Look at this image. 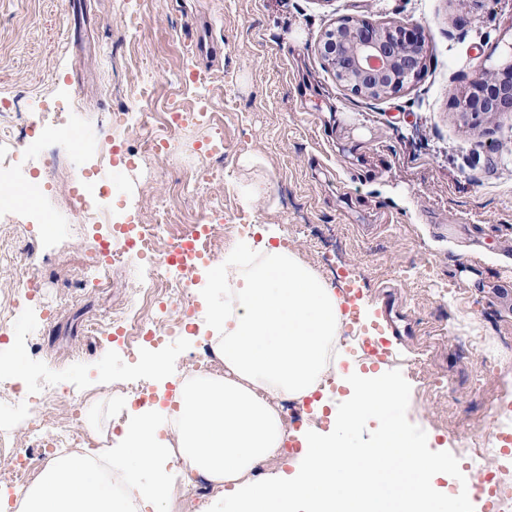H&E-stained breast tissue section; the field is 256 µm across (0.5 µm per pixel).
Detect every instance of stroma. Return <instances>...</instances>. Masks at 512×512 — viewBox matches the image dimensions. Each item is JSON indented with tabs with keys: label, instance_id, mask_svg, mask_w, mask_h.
<instances>
[{
	"label": "stroma",
	"instance_id": "1",
	"mask_svg": "<svg viewBox=\"0 0 512 512\" xmlns=\"http://www.w3.org/2000/svg\"><path fill=\"white\" fill-rule=\"evenodd\" d=\"M139 16L128 28L127 9ZM394 20L423 27L425 68L391 99L355 95L337 83L317 51L338 18ZM512 59V0H0V100L16 134L41 141L52 164L29 170L39 202L15 205L0 234L41 256L42 292L12 315L23 344L0 345L17 385L0 397V428L20 447L28 398L44 380L66 388L51 420L93 406L104 436L127 414L121 391L137 359L90 324L129 311L148 281L141 265L104 267L109 286L81 287L98 238L115 226L149 223L169 198L183 223L223 203L224 221L243 230L227 249L271 233V245L299 255L335 291L357 285L365 321L390 311L389 356L373 365L343 327L345 366L377 374L401 392L391 413L419 447L455 457L450 489L476 483L485 465L512 469V112L464 123L454 95ZM207 98L213 122L170 132L171 155L140 150L171 104ZM143 122H115L120 102ZM85 130L81 141L57 129ZM224 134L223 178L204 188L191 171L209 163L215 129ZM111 143L119 160L104 158ZM264 160L269 201L245 203L243 156ZM111 182L112 219L83 224L69 198L84 177ZM191 331L148 344L157 351L172 405L198 342ZM475 336L467 354L460 339ZM493 367L483 371L484 357ZM448 383L446 398L429 382ZM506 416L488 424L489 401ZM498 443L489 461H471L467 438Z\"/></svg>",
	"mask_w": 512,
	"mask_h": 512
}]
</instances>
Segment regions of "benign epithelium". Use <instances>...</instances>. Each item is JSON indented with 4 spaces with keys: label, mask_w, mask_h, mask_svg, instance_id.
I'll return each instance as SVG.
<instances>
[{
    "label": "benign epithelium",
    "mask_w": 512,
    "mask_h": 512,
    "mask_svg": "<svg viewBox=\"0 0 512 512\" xmlns=\"http://www.w3.org/2000/svg\"><path fill=\"white\" fill-rule=\"evenodd\" d=\"M422 44L423 33L409 34L395 23L342 18L323 34L318 50L339 84L358 96L385 99L421 75ZM455 107L467 120L512 112V60L473 80L456 97Z\"/></svg>",
    "instance_id": "1"
}]
</instances>
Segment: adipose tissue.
Instances as JSON below:
<instances>
[{"label": "adipose tissue", "instance_id": "1", "mask_svg": "<svg viewBox=\"0 0 512 512\" xmlns=\"http://www.w3.org/2000/svg\"><path fill=\"white\" fill-rule=\"evenodd\" d=\"M241 280L210 310L223 329L213 346L223 375L181 388L172 438L156 414L141 413L114 453L141 512H168L177 482L193 477L223 488L227 512H439L437 480L455 463L418 452L404 422L390 418L366 445H351L350 433L397 398L371 377L346 379L348 394L328 431L303 441L301 471L259 475L286 437L277 402L310 397L323 382L341 315L334 290L281 247L264 245ZM143 467L153 472L147 485ZM20 495L22 512H121L111 471L76 454L51 459Z\"/></svg>", "mask_w": 512, "mask_h": 512}]
</instances>
